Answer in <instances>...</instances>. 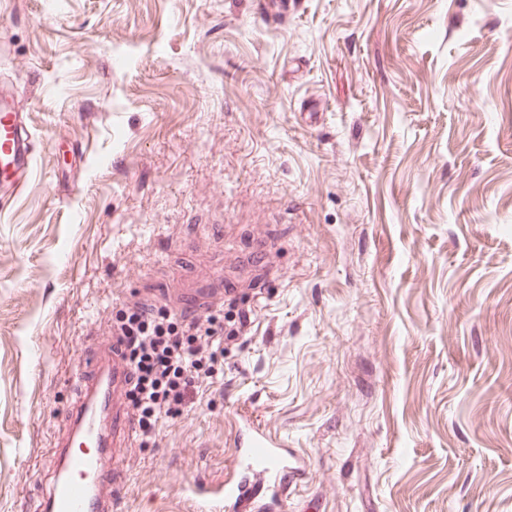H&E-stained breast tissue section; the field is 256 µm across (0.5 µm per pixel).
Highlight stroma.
<instances>
[{
  "label": "stroma",
  "mask_w": 512,
  "mask_h": 512,
  "mask_svg": "<svg viewBox=\"0 0 512 512\" xmlns=\"http://www.w3.org/2000/svg\"><path fill=\"white\" fill-rule=\"evenodd\" d=\"M0 0L35 137L0 210V512H41L69 379L130 303L247 328L120 512H192L248 411L283 512H512V0Z\"/></svg>",
  "instance_id": "1"
}]
</instances>
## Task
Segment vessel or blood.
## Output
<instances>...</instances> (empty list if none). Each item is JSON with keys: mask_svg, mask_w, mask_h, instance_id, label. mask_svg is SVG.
I'll return each mask as SVG.
<instances>
[{"mask_svg": "<svg viewBox=\"0 0 512 512\" xmlns=\"http://www.w3.org/2000/svg\"><path fill=\"white\" fill-rule=\"evenodd\" d=\"M35 167V141L11 90H0V191L16 194ZM123 347L111 341L102 354L86 352L74 381L76 408L70 428L76 444L62 443L52 465L43 512H111L112 488L125 474L105 462L109 450L126 447L134 423L122 400L128 387ZM235 446L243 479L195 489L199 512H277L289 484L303 467L283 443L253 423L242 422Z\"/></svg>", "mask_w": 512, "mask_h": 512, "instance_id": "obj_1", "label": "vessel or blood"}]
</instances>
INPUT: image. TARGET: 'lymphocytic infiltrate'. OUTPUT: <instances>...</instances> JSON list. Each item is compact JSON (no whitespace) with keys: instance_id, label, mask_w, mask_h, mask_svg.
Listing matches in <instances>:
<instances>
[{"instance_id":"f902f5d3","label":"lymphocytic infiltrate","mask_w":512,"mask_h":512,"mask_svg":"<svg viewBox=\"0 0 512 512\" xmlns=\"http://www.w3.org/2000/svg\"><path fill=\"white\" fill-rule=\"evenodd\" d=\"M114 330L129 366L131 416L148 443L160 421L181 416L200 384L215 376L225 341L241 328L217 314L189 317L137 302Z\"/></svg>"}]
</instances>
